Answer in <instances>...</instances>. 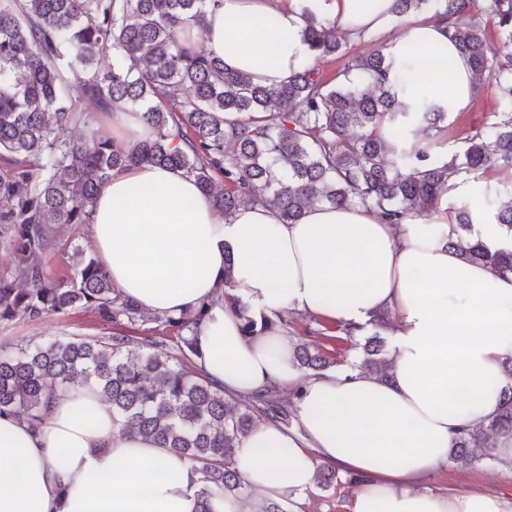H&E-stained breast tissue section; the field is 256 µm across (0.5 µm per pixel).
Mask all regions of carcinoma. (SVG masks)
<instances>
[{"label": "carcinoma", "instance_id": "obj_1", "mask_svg": "<svg viewBox=\"0 0 512 512\" xmlns=\"http://www.w3.org/2000/svg\"><path fill=\"white\" fill-rule=\"evenodd\" d=\"M432 0H393L401 19L422 13ZM207 0H0V248L10 252L25 286L0 274V325L35 321L77 307L98 310L107 322H161L177 330L186 359L196 352L192 332L201 312L151 317L122 297L98 259L76 247L70 274L53 279L43 254L63 227L91 223L102 185L115 171L149 163L194 178L224 216L242 204L274 207L285 224L324 203L360 205L387 224L440 212L454 180L489 171L512 173V0H491L500 45L478 25L462 26L473 0H441L437 15L471 67L474 95L495 87L500 108L491 122L466 132L461 153L440 157L448 113L426 96L429 82L401 66L380 46L351 57L332 84L318 63L346 50L349 35L336 23L304 11L303 38L313 60L288 80L253 82L207 53L192 31H203ZM111 55L112 68L97 67ZM89 100L107 115L141 114L149 140L122 147L92 134L74 148L64 131L81 119ZM224 187L215 185V176ZM448 248L500 276L512 275V248L486 245L472 230L470 205L450 207ZM493 221L512 231V201ZM246 336L269 328L250 316L239 297L224 291ZM386 313L370 321L361 344L364 368L388 378L381 330ZM126 336L69 338L0 354V416L39 426L47 404L78 386L93 387L122 425L196 464L202 494L249 495L233 466L235 450L258 414L288 425L294 404L274 387L241 398L174 361L162 341L130 349ZM299 368L313 374L335 365L317 345L295 351ZM497 413L460 429L453 461L464 468L498 460L500 440L512 439V359ZM316 483L338 484L336 468L316 467Z\"/></svg>", "mask_w": 512, "mask_h": 512}]
</instances>
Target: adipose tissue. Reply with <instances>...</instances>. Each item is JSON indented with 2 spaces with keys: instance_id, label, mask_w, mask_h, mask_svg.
I'll return each instance as SVG.
<instances>
[{
  "instance_id": "adipose-tissue-1",
  "label": "adipose tissue",
  "mask_w": 512,
  "mask_h": 512,
  "mask_svg": "<svg viewBox=\"0 0 512 512\" xmlns=\"http://www.w3.org/2000/svg\"><path fill=\"white\" fill-rule=\"evenodd\" d=\"M393 0H217L209 52L255 82L288 79L313 58L304 11L350 34L386 32ZM388 52L432 77L449 115L473 103L469 63L429 19ZM447 214L385 224L365 208L317 204L298 223L269 205L224 216L195 181L158 165L113 174L94 208L91 245L112 284L160 316L197 309L196 370L230 396L270 386L296 393L293 431L259 422L234 467L252 495L205 497L193 463L122 428L92 388L55 398L39 426L0 416V512H261L284 490L315 485L317 463L361 480L351 512H512V494L432 490L468 424L493 416L512 358V275L464 262L448 247ZM250 316L302 313L366 324L395 312L389 380L357 367L303 375L287 329L242 332ZM224 305L231 309H238L241 313L243 320L242 330L245 336H257L263 333L264 330L269 328V322L265 319L257 320L250 316L246 307L239 299V297L224 289Z\"/></svg>"
}]
</instances>
